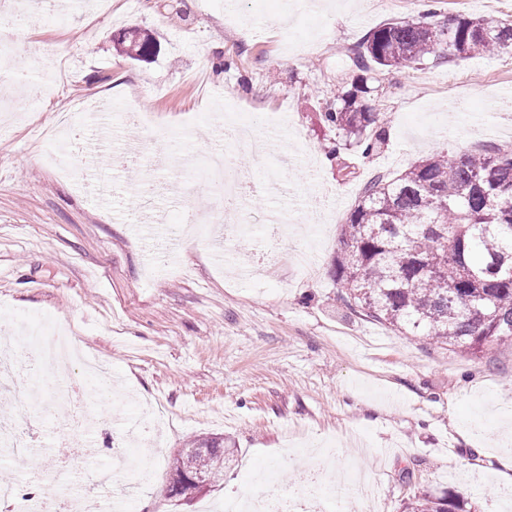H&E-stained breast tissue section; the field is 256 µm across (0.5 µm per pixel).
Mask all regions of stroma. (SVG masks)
I'll use <instances>...</instances> for the list:
<instances>
[{
    "mask_svg": "<svg viewBox=\"0 0 512 512\" xmlns=\"http://www.w3.org/2000/svg\"><path fill=\"white\" fill-rule=\"evenodd\" d=\"M284 2L239 0L232 27L224 0H112L108 17L61 0L31 10L17 33L19 62L0 74V88L43 75L48 48L66 77L26 111L0 116V339L26 322L70 324L103 360L127 397L108 413L85 399L101 418L87 434L95 463L110 462L123 422L140 417L145 401L168 404L149 488L137 490V469L117 476L135 489L131 512H201L268 483L299 492L293 476L304 453L327 444L336 471L374 487L371 497L329 503L330 512H403L426 492L500 512L512 487V429L501 423L512 413V343L490 344L475 359L399 335L344 304L335 261L342 226L373 177H394L442 149L512 146V55L363 72L352 48L385 23L416 17L423 0L400 14L379 0H327L320 16L290 21ZM128 28L153 38L148 59L117 45ZM355 85L382 113L386 143L367 158L352 147L334 160L322 112ZM81 98L105 106L98 137L109 149L91 157L84 176L66 179L38 127ZM132 105L152 113V128L127 123ZM270 112L287 113V126L269 123ZM244 119L305 154L284 169L276 154L259 162L241 146L232 155L240 173L258 188L280 177L281 207L309 219L334 210L313 243L312 277L292 262L310 244L304 238L283 242L277 263L249 277L215 259L207 239L178 234L184 207L218 206L206 154ZM136 145L160 158L148 195L138 167L116 162ZM269 205L259 191L243 202L236 217L254 231L233 249L265 250ZM175 237L176 267L155 269L150 243ZM206 436L234 451L223 485L188 502L168 498L170 462Z\"/></svg>",
    "mask_w": 512,
    "mask_h": 512,
    "instance_id": "stroma-1",
    "label": "stroma"
}]
</instances>
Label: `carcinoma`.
<instances>
[{"instance_id":"carcinoma-1","label":"carcinoma","mask_w":512,"mask_h":512,"mask_svg":"<svg viewBox=\"0 0 512 512\" xmlns=\"http://www.w3.org/2000/svg\"><path fill=\"white\" fill-rule=\"evenodd\" d=\"M128 54L145 58L149 37L126 36ZM512 52V23L435 8L418 18L389 22L358 43L363 70L412 67L427 59L464 60ZM346 91L322 113L336 131L340 157L355 146L370 156L385 141L381 113ZM336 281L347 304L410 336H426L470 355L491 342L512 341V149L428 156L394 178L378 177L359 197L342 229ZM197 467L217 486L224 480V438ZM405 512H468L445 493L408 499Z\"/></svg>"}]
</instances>
